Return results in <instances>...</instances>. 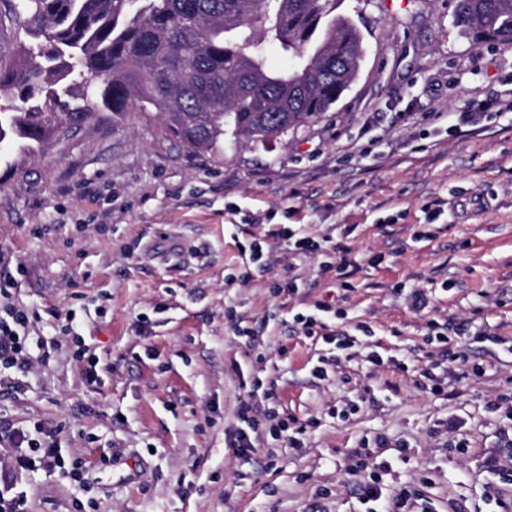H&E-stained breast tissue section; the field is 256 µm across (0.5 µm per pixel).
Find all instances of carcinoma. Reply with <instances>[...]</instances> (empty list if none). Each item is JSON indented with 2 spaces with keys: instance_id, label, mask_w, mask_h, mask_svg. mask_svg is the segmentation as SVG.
Returning <instances> with one entry per match:
<instances>
[{
  "instance_id": "1",
  "label": "carcinoma",
  "mask_w": 512,
  "mask_h": 512,
  "mask_svg": "<svg viewBox=\"0 0 512 512\" xmlns=\"http://www.w3.org/2000/svg\"><path fill=\"white\" fill-rule=\"evenodd\" d=\"M339 0H0V144L38 141L60 120L154 111L187 147L227 130L264 141L333 110L355 80L363 38ZM475 44L512 42V0H456ZM274 46L291 64L268 66Z\"/></svg>"
}]
</instances>
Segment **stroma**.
<instances>
[{"label":"stroma","instance_id":"35a3bbf8","mask_svg":"<svg viewBox=\"0 0 512 512\" xmlns=\"http://www.w3.org/2000/svg\"><path fill=\"white\" fill-rule=\"evenodd\" d=\"M454 8L342 0L358 76L333 111L263 142L193 150L132 108L0 152V255L25 268L15 305L39 315L26 364L0 365V426L52 434L66 459L52 471L0 442L15 512H360L361 449L429 512H496L489 484L512 497V114L481 113L512 87V43L473 44ZM462 112L481 118L460 127ZM476 196L487 210L462 213ZM281 224L321 251L294 257ZM254 240L267 266L243 264ZM337 242L346 293L326 263ZM291 280L297 295L273 294ZM317 303L328 330L373 336L349 354L305 338L296 317ZM433 319L493 331L461 339L465 374L437 394L417 384L451 363L426 341ZM256 378L272 399L250 397ZM271 411L307 424L301 447L270 436ZM245 416L261 428L242 455L227 433Z\"/></svg>","mask_w":512,"mask_h":512}]
</instances>
